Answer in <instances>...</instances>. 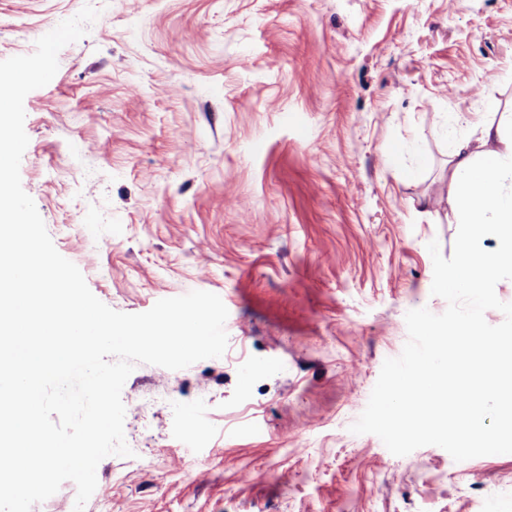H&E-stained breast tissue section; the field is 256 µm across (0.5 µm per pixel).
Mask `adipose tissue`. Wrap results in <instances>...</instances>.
Masks as SVG:
<instances>
[{
  "mask_svg": "<svg viewBox=\"0 0 512 512\" xmlns=\"http://www.w3.org/2000/svg\"><path fill=\"white\" fill-rule=\"evenodd\" d=\"M480 150L470 142L452 147L453 196L467 226L460 263L452 277L441 279L440 287L479 299L487 282L500 268L512 265V135L491 123L480 128ZM500 240L497 251H479L487 231Z\"/></svg>",
  "mask_w": 512,
  "mask_h": 512,
  "instance_id": "adipose-tissue-1",
  "label": "adipose tissue"
}]
</instances>
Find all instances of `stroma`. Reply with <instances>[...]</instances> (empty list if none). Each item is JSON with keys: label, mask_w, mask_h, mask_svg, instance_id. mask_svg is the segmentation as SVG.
I'll return each mask as SVG.
<instances>
[{"label": "stroma", "mask_w": 512, "mask_h": 512, "mask_svg": "<svg viewBox=\"0 0 512 512\" xmlns=\"http://www.w3.org/2000/svg\"><path fill=\"white\" fill-rule=\"evenodd\" d=\"M87 3L24 100L22 187L110 308L229 315L222 357L135 367L151 466L104 458L84 512H512V454L350 430L406 312L447 308L449 139L512 126V0H0V61Z\"/></svg>", "instance_id": "obj_1"}]
</instances>
